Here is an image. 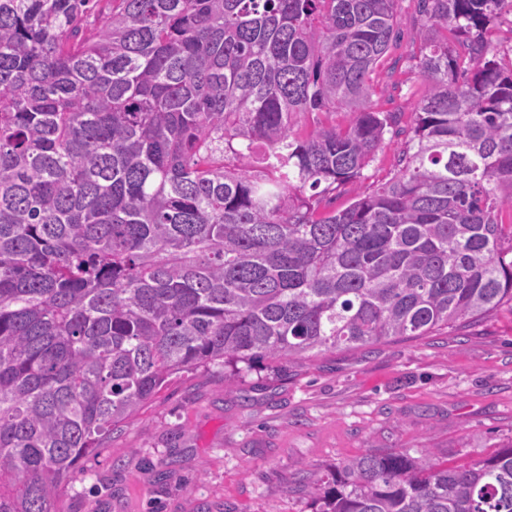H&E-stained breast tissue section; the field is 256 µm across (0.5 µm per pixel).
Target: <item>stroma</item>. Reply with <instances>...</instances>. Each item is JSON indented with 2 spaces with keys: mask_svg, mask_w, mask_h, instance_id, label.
Returning a JSON list of instances; mask_svg holds the SVG:
<instances>
[{
  "mask_svg": "<svg viewBox=\"0 0 512 512\" xmlns=\"http://www.w3.org/2000/svg\"><path fill=\"white\" fill-rule=\"evenodd\" d=\"M403 38L377 65L375 110L410 122L420 78L406 59L416 14L400 0ZM389 137L360 179L328 194L345 208L394 173ZM185 374L78 469L65 512H313L290 482L369 450L431 449L467 463L512 443V310L460 331L403 336L313 360L263 361Z\"/></svg>",
  "mask_w": 512,
  "mask_h": 512,
  "instance_id": "obj_1",
  "label": "stroma"
}]
</instances>
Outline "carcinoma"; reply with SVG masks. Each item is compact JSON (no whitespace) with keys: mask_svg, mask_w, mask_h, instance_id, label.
<instances>
[{"mask_svg":"<svg viewBox=\"0 0 512 512\" xmlns=\"http://www.w3.org/2000/svg\"><path fill=\"white\" fill-rule=\"evenodd\" d=\"M100 2L0 0V512H60L76 467L184 373L512 307V55L490 40L512 0H417L404 130L371 78L399 0ZM303 112L348 123L301 137ZM390 131L392 177L320 210ZM288 492L512 512V444L459 465L370 451Z\"/></svg>","mask_w":512,"mask_h":512,"instance_id":"carcinoma-1","label":"carcinoma"}]
</instances>
